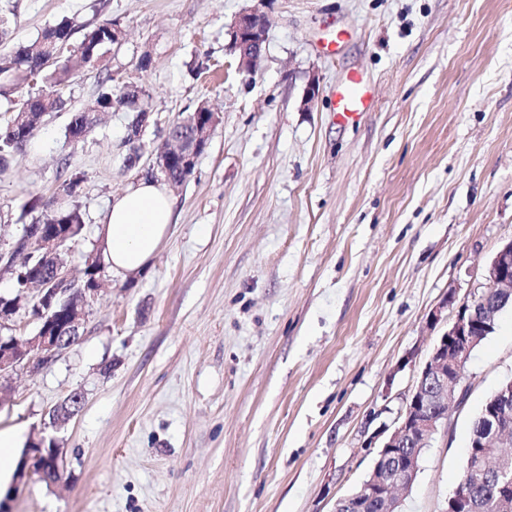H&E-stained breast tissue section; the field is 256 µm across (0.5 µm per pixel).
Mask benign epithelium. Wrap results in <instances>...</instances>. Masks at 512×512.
<instances>
[{
	"label": "benign epithelium",
	"mask_w": 512,
	"mask_h": 512,
	"mask_svg": "<svg viewBox=\"0 0 512 512\" xmlns=\"http://www.w3.org/2000/svg\"><path fill=\"white\" fill-rule=\"evenodd\" d=\"M268 0H258V5L235 17L227 31L231 52L237 53L240 63L246 65L263 55L269 28L268 13L262 5ZM32 249L47 256H54L64 246L62 237L37 234L31 238ZM486 290L472 300L456 302L450 292L428 315L429 323L445 327L432 346L428 359L420 369L415 385L397 412L391 425L371 436V443H379L376 463L370 478L361 484L359 496L336 500L334 512H357L364 499H379L388 508L395 509L402 502L406 488L410 487L418 469V450L429 446L438 431L451 426L452 410L464 404L469 386L464 378V365L483 333L497 323L496 291L512 293V240L502 244L486 267ZM50 287L39 292L37 306L44 322L35 336L20 341L3 342L0 337V378L9 375L19 365L38 370L53 361L71 346L79 336V327L85 307L97 297L99 288H88L73 279L69 272L56 267ZM456 306L453 318L447 311ZM512 404V385L496 390L487 401L486 415L490 430L501 428V415ZM80 410L76 402L63 407L50 417V426L56 428L74 417ZM43 439L34 440L24 449L17 469L16 481L32 473L49 482L40 453ZM494 438L480 443L472 453V468L482 470ZM498 485L496 512H512V470L503 463L494 475ZM446 512H471L472 501L468 494L454 492L447 501Z\"/></svg>",
	"instance_id": "obj_1"
}]
</instances>
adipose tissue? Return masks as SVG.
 Returning a JSON list of instances; mask_svg holds the SVG:
<instances>
[{
    "label": "adipose tissue",
    "instance_id": "obj_1",
    "mask_svg": "<svg viewBox=\"0 0 512 512\" xmlns=\"http://www.w3.org/2000/svg\"><path fill=\"white\" fill-rule=\"evenodd\" d=\"M173 220V202L158 184L140 180L112 199L105 254L114 271L145 270Z\"/></svg>",
    "mask_w": 512,
    "mask_h": 512
}]
</instances>
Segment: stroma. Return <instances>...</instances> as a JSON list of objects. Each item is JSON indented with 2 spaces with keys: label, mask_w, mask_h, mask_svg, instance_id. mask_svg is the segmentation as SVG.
<instances>
[{
  "label": "stroma",
  "mask_w": 512,
  "mask_h": 512,
  "mask_svg": "<svg viewBox=\"0 0 512 512\" xmlns=\"http://www.w3.org/2000/svg\"><path fill=\"white\" fill-rule=\"evenodd\" d=\"M253 5L0 0V55L65 17L125 31L0 172V252L32 221L27 197H55L66 162L84 175V227L63 248L82 277L113 196L153 166L168 127L202 103L220 117L193 174L168 190L173 223L148 269L106 271L79 340L0 379V429L61 452L57 482L0 475L11 512H333L415 383L438 334L430 311L485 289L512 239V0H271L248 73L227 30ZM330 20L349 37L323 54ZM351 71L370 79L375 108L343 124L329 91ZM110 83L150 96L133 166L126 108L67 136ZM465 374L468 402L425 448L402 512H444L477 409L512 379V309ZM74 391L78 415L49 427Z\"/></svg>",
  "instance_id": "obj_1"
}]
</instances>
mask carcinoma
I'll use <instances>...</instances> for the list:
<instances>
[{
  "label": "carcinoma",
  "instance_id": "obj_1",
  "mask_svg": "<svg viewBox=\"0 0 512 512\" xmlns=\"http://www.w3.org/2000/svg\"><path fill=\"white\" fill-rule=\"evenodd\" d=\"M81 42L78 45L80 52L75 54V59H67L66 63L54 66L46 75V79L55 86H64L73 77L75 64H90L103 55V50L118 42L122 28L116 22L107 21L97 25H84ZM73 22L64 19L44 29L36 37L20 42L15 46L10 60L5 65H0V96L9 97L18 86L27 80L26 72L32 71V65H40L44 60L59 59L60 49L68 48L69 41L74 34ZM63 106L61 94L57 91L42 93L27 100V105L15 111L6 125L0 128V170L4 169L7 158L13 151L22 149L28 142V131L35 128L43 116L49 112H57ZM117 107H128L135 115L128 126L126 143L132 145L131 153L127 157L128 165L136 164L140 157L141 146L137 142L141 140V134L149 126L152 115L149 95L142 89H137L135 98H130L125 93V87L114 91L112 89L100 94L96 100L81 112L72 115L67 127V136L77 141L85 136L97 122L96 114L110 112ZM212 112L205 105H199L194 112L186 118L172 125L170 131L176 135L186 134L193 126L204 118V113ZM65 179L62 181L61 191L68 197L78 195L83 176L68 172V167H62ZM35 223L43 225V230L53 232L62 238H74L79 235L84 226L83 214L75 204L62 205L43 215ZM54 261H42L38 253H30L20 257L19 264L15 265L17 293L3 301H15L27 299L26 289L28 283L34 278L41 277L49 280L52 278ZM459 484L465 486L477 512H494L496 497V484L491 476H482L471 471L469 462H464Z\"/></svg>",
  "mask_w": 512,
  "mask_h": 512
}]
</instances>
